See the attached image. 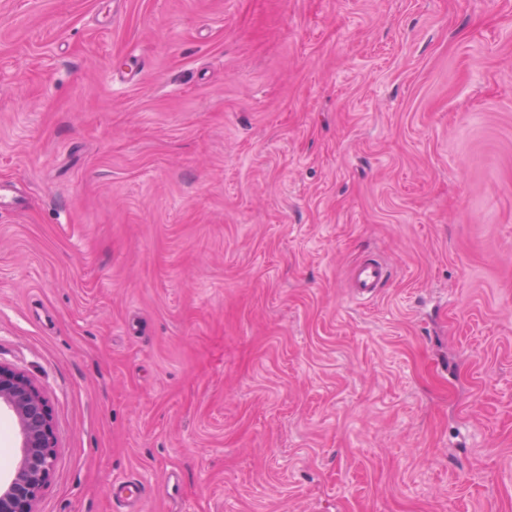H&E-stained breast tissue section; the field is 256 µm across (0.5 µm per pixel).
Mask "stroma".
<instances>
[{"instance_id":"obj_1","label":"stroma","mask_w":512,"mask_h":512,"mask_svg":"<svg viewBox=\"0 0 512 512\" xmlns=\"http://www.w3.org/2000/svg\"><path fill=\"white\" fill-rule=\"evenodd\" d=\"M1 180L36 512H512V0H0ZM389 266L378 256L361 260L350 278V288L361 299H372L386 288L390 281Z\"/></svg>"}]
</instances>
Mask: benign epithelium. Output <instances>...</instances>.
<instances>
[{
	"label": "benign epithelium",
	"mask_w": 512,
	"mask_h": 512,
	"mask_svg": "<svg viewBox=\"0 0 512 512\" xmlns=\"http://www.w3.org/2000/svg\"><path fill=\"white\" fill-rule=\"evenodd\" d=\"M15 416L18 455L10 478L0 484V512H36L56 456L52 410L39 387L24 372L0 363V407Z\"/></svg>",
	"instance_id": "1"
}]
</instances>
